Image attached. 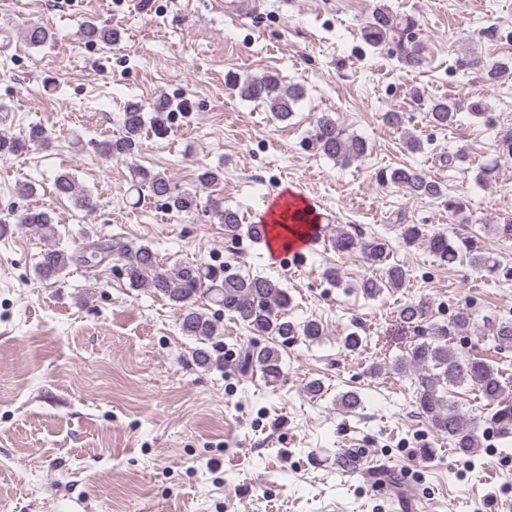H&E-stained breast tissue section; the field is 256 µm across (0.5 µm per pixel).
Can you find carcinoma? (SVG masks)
<instances>
[{
	"label": "carcinoma",
	"mask_w": 512,
	"mask_h": 512,
	"mask_svg": "<svg viewBox=\"0 0 512 512\" xmlns=\"http://www.w3.org/2000/svg\"><path fill=\"white\" fill-rule=\"evenodd\" d=\"M419 27V20L415 16L397 14L379 2L362 28V37L373 47L386 42L392 44L403 67L414 70L424 62V48L418 39ZM24 37L29 44L38 46L51 41L53 33L40 22H30L24 28ZM83 37L90 42L110 44L117 40V33L91 23L85 27ZM227 84L239 89L243 97L265 105L279 120L288 119L304 96L301 86L285 85L273 73L245 79L232 75L227 78ZM430 115L436 125L448 127L456 121V102L434 100L430 106ZM144 126V106L138 101L128 102L123 115L122 136L102 142L100 154L105 157L132 154L138 147ZM41 138L42 131L38 129L26 140L1 130L0 157L24 151L29 142ZM315 140L324 155L340 163L362 158L368 152L365 140L346 133L328 115L318 119ZM387 180L415 196L441 195L439 184L417 168H394ZM54 188L58 195L71 199L79 210L91 211L95 208L94 197L79 188L75 177L68 172L56 176ZM130 189L139 195L147 193V196L163 202L169 210L177 213L188 215L198 207L196 195L178 190L171 179L160 172L133 169ZM210 210L213 218L224 225V231L231 238L236 239L243 233L254 239L262 237L263 225H243L238 211L224 206L221 199H212ZM18 223L47 241L55 237V226L46 210L29 209L20 216ZM402 238L408 245L422 238L427 239L432 252L447 264L453 263L459 254V247L448 241L446 236L440 233L430 235L420 224L403 225ZM333 247L340 253L359 252L370 265L382 267V277L366 278L359 283L360 291L367 297H376L385 288H402L410 281V273L405 266L388 262L391 245L383 237H365L361 233L339 230L333 236ZM106 259L123 262L130 288L147 289L178 306L180 328L187 336L206 341L219 331L218 323L197 308L198 302L205 298L235 315L251 334L274 341L273 345L259 349L247 347L240 355L241 368H257L269 384L280 381L283 376L278 346H286L298 336L314 342L324 335L321 323L316 320L296 324L287 319L289 296L278 282L267 277H243L221 268L194 264L164 270L156 253L148 245L133 250L124 242L113 239L106 243H93L85 253L78 256L50 245L42 252L36 272L43 279L58 280L73 264L87 267L93 261L100 263ZM428 318V309L423 304H408L399 311V319L408 325L418 326L428 321ZM471 320V313L461 309L449 327L439 323L430 324L431 338L413 346L408 356L394 365L396 373L404 375L409 372L415 376L416 405L420 414L436 431L448 436L454 448L464 456H474L482 447L478 435L480 423L465 417L448 398V391L453 387L469 385L477 390L492 406L487 421L499 435H512V401L508 399V386L502 372L486 360L468 358L448 346L450 331L458 333L468 330ZM491 330L498 345L512 346L511 320L499 321L491 325Z\"/></svg>",
	"instance_id": "carcinoma-1"
}]
</instances>
